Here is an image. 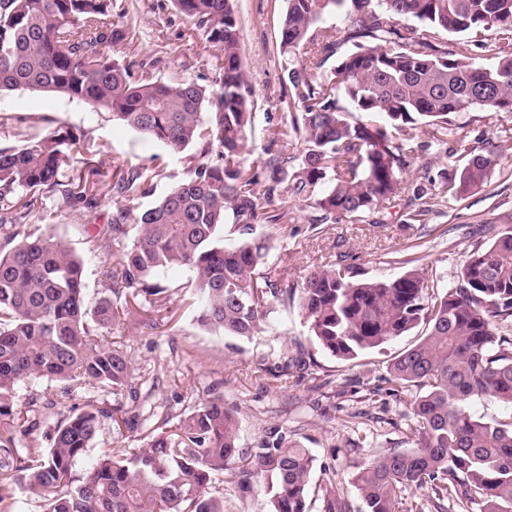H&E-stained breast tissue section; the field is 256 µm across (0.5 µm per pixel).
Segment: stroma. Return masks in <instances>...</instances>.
Masks as SVG:
<instances>
[{"label":"stroma","instance_id":"35a3bbf8","mask_svg":"<svg viewBox=\"0 0 512 512\" xmlns=\"http://www.w3.org/2000/svg\"><path fill=\"white\" fill-rule=\"evenodd\" d=\"M242 54L253 104L252 130L243 155L246 166L260 169L267 157L273 128L291 126L288 97L289 61L279 51V25L285 0H234ZM112 25L124 32L116 44L103 49L128 66L133 79L178 83L191 81L218 88L221 74L217 51L177 11L173 0H112ZM61 124L81 134L82 158L66 160L59 179L70 182L87 167L100 173L97 207L85 210L64 204L60 193H43L23 220L26 233H53L85 263V299L108 295L104 266L117 264L132 244L123 239L111 254L94 252L85 230L89 224H108L116 206L112 174L118 168L158 167L153 192L134 200L132 214L152 207L184 181L199 155L198 147L172 152L143 139L113 121L108 109L91 107L54 94H0V148L18 147L40 138ZM472 140L512 137V112L464 110L452 117ZM410 162L407 180L417 178L419 166L460 174L467 158L455 142L441 143L420 131L399 132ZM410 193L383 203L375 223H318L317 210L294 205L293 220L284 228L258 225L256 233L269 237L266 261L289 283L302 284L315 268L347 259L366 278H394L420 263L440 287L454 286L472 246L486 242L487 225L512 226V162L496 168L490 186L460 199H449L442 213H430L408 223ZM168 290L165 304L144 298L129 302L121 324L105 331L128 354L130 383L137 400L114 395L97 385L68 387L35 380L19 390V403L34 425L20 438L18 455L24 461L41 458L48 435L60 412L73 404L94 401L99 406L122 404L132 410L137 426L130 429L102 419L93 444L77 459L73 472L84 477L105 453L140 447L144 436L161 426L174 427L204 398L221 395L238 413L240 444L249 448L265 429L287 428L293 440L310 448L316 466L310 478L311 512H321L325 488H334L351 506L367 512L351 477L357 465L391 448H407L406 414L414 391L397 394L383 388L394 356L415 344L417 334L397 338L383 348L344 361L312 344L302 313L295 304L275 305L268 332L251 337L224 336L203 329L195 321V290L183 270L160 275ZM60 397L57 408L45 409V399ZM212 495L223 498L226 512H268L264 494L242 496L230 476L212 478Z\"/></svg>","mask_w":512,"mask_h":512}]
</instances>
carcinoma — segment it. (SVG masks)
Returning <instances> with one entry per match:
<instances>
[{
    "label": "carcinoma",
    "mask_w": 512,
    "mask_h": 512,
    "mask_svg": "<svg viewBox=\"0 0 512 512\" xmlns=\"http://www.w3.org/2000/svg\"><path fill=\"white\" fill-rule=\"evenodd\" d=\"M177 9L220 51L221 85L140 82L101 52L118 42L109 0H0V93L53 92L112 111V119L172 152L201 146L188 178L134 221L136 236L116 267L103 276L112 294L126 289L160 296L155 283L172 269L190 274L197 323L229 336L264 330L273 302L298 303L309 335L342 360L382 347L422 326L424 334L392 359L390 378L418 391L406 438L359 465L353 483L367 512H401L397 491L429 487L439 500L480 512H512V415L487 421L470 406L492 399L512 409V336L497 325L512 320V227L473 247L457 284L436 292L425 269L394 279H360L354 267L324 265L301 287L280 284L263 270L267 240L258 224L288 222V203L304 201L319 221L363 222L378 206L413 193L434 211L436 194L404 184L410 166L396 133L428 126L445 135L449 115L465 109L512 112V37L498 38L489 66L472 61L470 41L442 49L440 35L512 32V0H287L279 27L280 53L296 108L291 132L273 131L261 171L241 156L252 104L232 0H174ZM348 22L351 49L330 75L314 71L337 53L333 18ZM360 112L365 120H350ZM469 159L459 179L438 174L442 196L461 197L487 186L499 162L512 157V139L476 150L453 132ZM74 133L56 128L20 147L0 149V512H15L14 491L39 493L46 512H224L210 492L212 474L230 475L244 494L264 491L270 512H310L309 482L316 458L288 430H266L254 448L240 447V423L216 395L202 400L175 428L146 436L126 454H106L86 477L76 460L96 437L100 420L117 408L72 406L50 436L40 464L15 459L21 410L18 388L36 378L81 381L112 391L129 385L131 367L101 330L120 318L108 296L85 301L84 262L53 233L20 235V207L35 208L44 191H58L70 207L98 204L93 168L71 188L59 181L63 162L83 150ZM156 168L112 175V195L129 199L152 191ZM275 206L269 215L265 206ZM128 209L96 228L90 240L111 251L128 234ZM239 235L231 247L224 230ZM324 512H349L333 489Z\"/></svg>",
    "instance_id": "carcinoma-1"
}]
</instances>
